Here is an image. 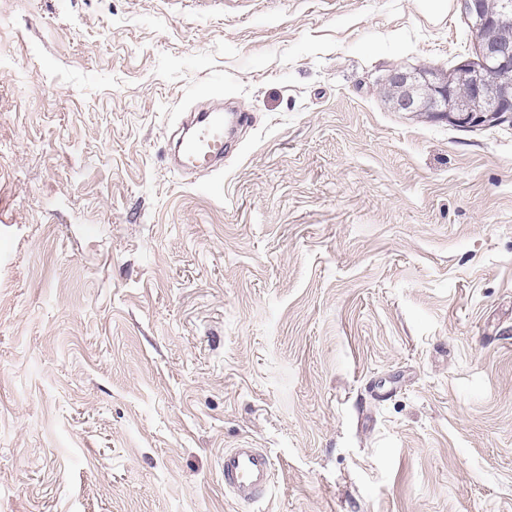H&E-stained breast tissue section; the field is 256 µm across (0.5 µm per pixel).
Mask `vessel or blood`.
Returning a JSON list of instances; mask_svg holds the SVG:
<instances>
[{"mask_svg": "<svg viewBox=\"0 0 512 512\" xmlns=\"http://www.w3.org/2000/svg\"><path fill=\"white\" fill-rule=\"evenodd\" d=\"M223 109H202L190 113L189 135L178 142L177 168L183 173H217L224 165L227 145L224 139ZM273 482V463L261 448L242 445L224 452V485L236 500L251 502Z\"/></svg>", "mask_w": 512, "mask_h": 512, "instance_id": "1", "label": "vessel or blood"}]
</instances>
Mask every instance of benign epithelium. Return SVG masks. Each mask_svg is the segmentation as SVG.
<instances>
[{
    "label": "benign epithelium",
    "mask_w": 512,
    "mask_h": 512,
    "mask_svg": "<svg viewBox=\"0 0 512 512\" xmlns=\"http://www.w3.org/2000/svg\"><path fill=\"white\" fill-rule=\"evenodd\" d=\"M480 49V66L451 76L430 66L394 68L383 87L398 112H425L459 125L512 119V0H462Z\"/></svg>",
    "instance_id": "benign-epithelium-1"
}]
</instances>
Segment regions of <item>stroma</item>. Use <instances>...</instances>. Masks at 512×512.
Wrapping results in <instances>:
<instances>
[{
  "label": "stroma",
  "mask_w": 512,
  "mask_h": 512,
  "mask_svg": "<svg viewBox=\"0 0 512 512\" xmlns=\"http://www.w3.org/2000/svg\"><path fill=\"white\" fill-rule=\"evenodd\" d=\"M477 59L460 0H0V512H512V123L382 93ZM224 108L202 109L189 113L188 136L178 142V163L184 174L193 172L217 173L224 165L227 145L224 139ZM273 483V463L263 448L244 444L224 451V486L242 502L256 500Z\"/></svg>",
  "instance_id": "stroma-1"
}]
</instances>
